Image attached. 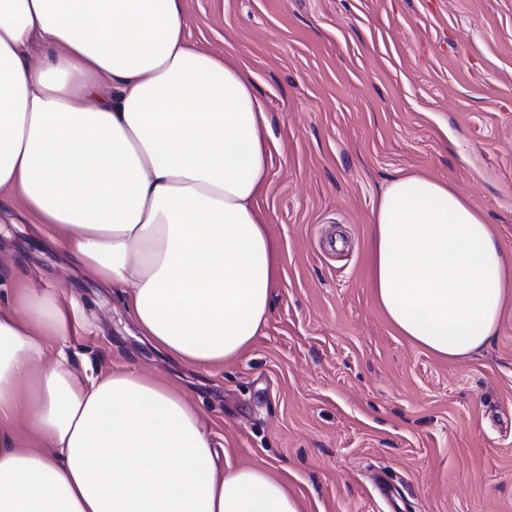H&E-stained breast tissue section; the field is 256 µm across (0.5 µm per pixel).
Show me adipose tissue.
<instances>
[{
  "label": "adipose tissue",
  "instance_id": "1",
  "mask_svg": "<svg viewBox=\"0 0 512 512\" xmlns=\"http://www.w3.org/2000/svg\"><path fill=\"white\" fill-rule=\"evenodd\" d=\"M274 144L251 72L189 40L184 0H0V203L123 289L140 335L178 362L239 358L266 324ZM371 222L393 329L451 360L489 344L512 254L482 212L412 172ZM74 323L50 291L0 307V512H305L271 466L218 464L183 392L78 371Z\"/></svg>",
  "mask_w": 512,
  "mask_h": 512
}]
</instances>
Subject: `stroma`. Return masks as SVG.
I'll return each mask as SVG.
<instances>
[{
    "label": "stroma",
    "instance_id": "obj_1",
    "mask_svg": "<svg viewBox=\"0 0 512 512\" xmlns=\"http://www.w3.org/2000/svg\"><path fill=\"white\" fill-rule=\"evenodd\" d=\"M186 33L253 74L276 146L259 213L282 250L241 358L155 350L119 290L0 226V305L76 310L77 366L181 389L217 453L272 466L306 512H512V302L451 361L399 336L369 285L372 211L408 171L451 184L512 251V0H186Z\"/></svg>",
    "mask_w": 512,
    "mask_h": 512
}]
</instances>
